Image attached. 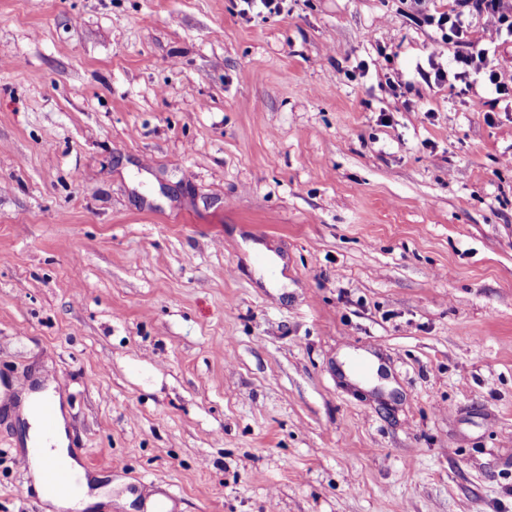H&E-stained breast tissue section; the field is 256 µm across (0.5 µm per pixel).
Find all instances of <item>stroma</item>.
Returning a JSON list of instances; mask_svg holds the SVG:
<instances>
[{"mask_svg":"<svg viewBox=\"0 0 512 512\" xmlns=\"http://www.w3.org/2000/svg\"><path fill=\"white\" fill-rule=\"evenodd\" d=\"M287 6L0 0V512L34 390L83 512H512V107L404 0ZM243 3L240 13L242 15H256L267 17L278 15L284 11L287 0H240Z\"/></svg>","mask_w":512,"mask_h":512,"instance_id":"35a3bbf8","label":"stroma"}]
</instances>
